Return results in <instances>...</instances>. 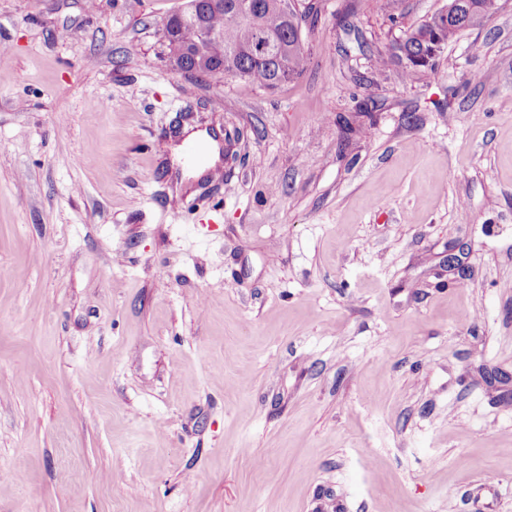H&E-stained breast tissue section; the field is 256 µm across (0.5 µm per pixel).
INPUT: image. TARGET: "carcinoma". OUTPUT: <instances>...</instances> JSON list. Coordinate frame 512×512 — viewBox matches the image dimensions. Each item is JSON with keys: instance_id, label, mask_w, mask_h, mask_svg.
I'll list each match as a JSON object with an SVG mask.
<instances>
[{"instance_id": "obj_1", "label": "carcinoma", "mask_w": 512, "mask_h": 512, "mask_svg": "<svg viewBox=\"0 0 512 512\" xmlns=\"http://www.w3.org/2000/svg\"><path fill=\"white\" fill-rule=\"evenodd\" d=\"M285 0H202L210 9L204 17L209 29L224 37V62L213 67H224L229 76H236L265 89L300 76L307 57L302 40V24L313 13V6L283 8ZM499 9L498 0H449L444 12L405 32L391 46L404 50L417 62L413 66L430 71L433 68L432 44L444 45L459 31L475 26L492 17ZM163 38L169 58L195 65L198 53V33L195 16L184 7L169 16ZM264 42L273 45L271 58L256 59L255 51Z\"/></svg>"}]
</instances>
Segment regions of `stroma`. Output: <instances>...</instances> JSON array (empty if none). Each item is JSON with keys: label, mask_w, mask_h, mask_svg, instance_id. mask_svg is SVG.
<instances>
[{"label": "stroma", "mask_w": 512, "mask_h": 512, "mask_svg": "<svg viewBox=\"0 0 512 512\" xmlns=\"http://www.w3.org/2000/svg\"><path fill=\"white\" fill-rule=\"evenodd\" d=\"M314 3L270 91L170 71L185 0H0V512H512V0L431 74L448 0ZM498 0H449L448 8L444 12L433 15L430 20L406 31L404 35L391 46L390 53L382 56L383 63L391 59L393 50H405L413 55L414 67L428 70L433 73L432 44L434 40L442 47L452 41L459 31L480 24L492 17L499 9ZM445 14L447 15L445 17Z\"/></svg>", "instance_id": "obj_1"}]
</instances>
